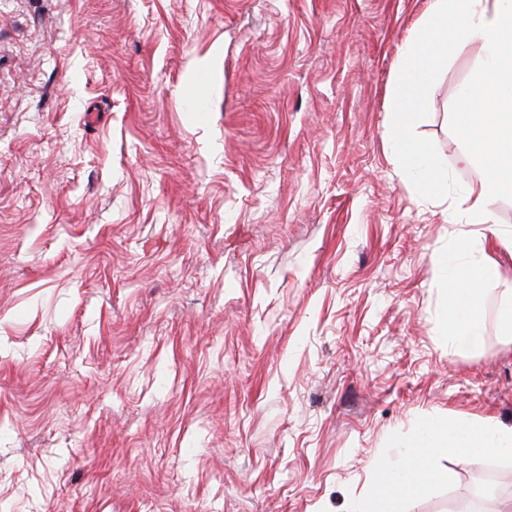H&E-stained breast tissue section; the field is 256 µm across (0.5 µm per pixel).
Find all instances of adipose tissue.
I'll return each mask as SVG.
<instances>
[{"label":"adipose tissue","instance_id":"ef3b65f1","mask_svg":"<svg viewBox=\"0 0 512 512\" xmlns=\"http://www.w3.org/2000/svg\"><path fill=\"white\" fill-rule=\"evenodd\" d=\"M453 41L480 44L485 61L477 81L461 95L474 113L466 137L482 176L467 193V207L451 213L450 221L483 225L490 223L495 201L512 194V0H433L420 37L393 78L391 137L396 159L410 167L419 188L441 194V165L409 129L423 87ZM443 264L450 283L448 345L476 346L484 334L478 298L498 274L484 250L471 241H460ZM409 446L425 458L437 448L478 458L512 447V427L452 420L445 426H426ZM427 479V471L414 465L391 472L389 479H376L362 512H402L405 498L418 493Z\"/></svg>","mask_w":512,"mask_h":512}]
</instances>
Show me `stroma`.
Wrapping results in <instances>:
<instances>
[{
  "label": "stroma",
  "mask_w": 512,
  "mask_h": 512,
  "mask_svg": "<svg viewBox=\"0 0 512 512\" xmlns=\"http://www.w3.org/2000/svg\"><path fill=\"white\" fill-rule=\"evenodd\" d=\"M432 0H0V512H357L433 421L512 426L481 293L449 349L448 208L481 176L439 60L392 155L388 91ZM403 512L512 454L441 450Z\"/></svg>",
  "instance_id": "35a3bbf8"
}]
</instances>
